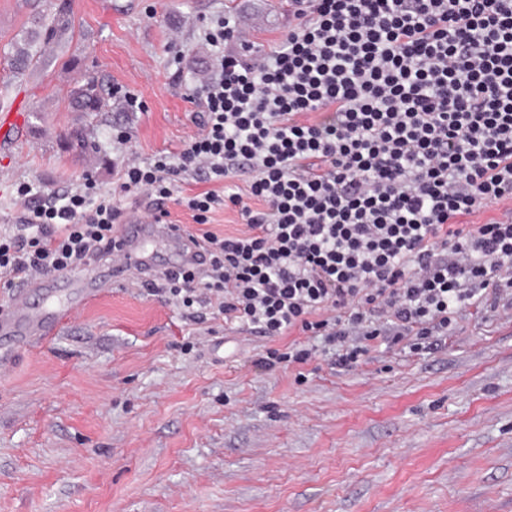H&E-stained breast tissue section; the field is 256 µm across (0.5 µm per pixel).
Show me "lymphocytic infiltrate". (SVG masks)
<instances>
[{
	"label": "lymphocytic infiltrate",
	"mask_w": 512,
	"mask_h": 512,
	"mask_svg": "<svg viewBox=\"0 0 512 512\" xmlns=\"http://www.w3.org/2000/svg\"><path fill=\"white\" fill-rule=\"evenodd\" d=\"M292 2L266 51L217 19L208 41L237 48L201 86L180 151L122 161L120 192L160 207L191 172L224 184L187 198L195 221L224 207L241 223L188 234L205 266L140 288L189 325L288 337L252 364L294 368L299 383L316 354L304 337L352 370L381 345L442 348L470 309L512 318V218L467 221L512 202V0ZM120 218L111 195L84 188L27 206L0 233V285L113 255Z\"/></svg>",
	"instance_id": "1"
}]
</instances>
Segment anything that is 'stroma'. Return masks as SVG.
I'll list each match as a JSON object with an SVG mask.
<instances>
[{
  "instance_id": "obj_1",
  "label": "stroma",
  "mask_w": 512,
  "mask_h": 512,
  "mask_svg": "<svg viewBox=\"0 0 512 512\" xmlns=\"http://www.w3.org/2000/svg\"><path fill=\"white\" fill-rule=\"evenodd\" d=\"M63 56L21 79L3 56L52 0H0V110L22 98L24 133L0 150V231L22 202L85 181L116 188L122 158L177 152L219 53L211 16L255 46L286 30L289 0H71ZM116 91L71 111L81 76ZM141 109H130L127 94ZM94 151H65L71 128ZM31 189L20 199L19 185ZM99 298L0 372V512H512V319L467 316L434 353L374 354L354 371L324 357L296 384L250 362L272 341L210 320L188 329L135 280Z\"/></svg>"
}]
</instances>
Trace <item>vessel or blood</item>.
<instances>
[{
    "label": "vessel or blood",
    "mask_w": 512,
    "mask_h": 512,
    "mask_svg": "<svg viewBox=\"0 0 512 512\" xmlns=\"http://www.w3.org/2000/svg\"><path fill=\"white\" fill-rule=\"evenodd\" d=\"M146 228L156 237L172 240L181 261L193 258L194 248L187 246L184 236L172 225L153 223L146 227L136 217L122 224L117 236L122 261L116 267L115 278L153 266L154 261L144 251L141 242L142 231ZM66 281L74 288L73 297L67 303L61 304L52 299L53 282L44 279L37 283L46 295L44 303H33L28 293L20 291L13 293L8 302L0 307V371L13 364L16 349L31 348L46 342L69 318L100 294L92 277L78 278L70 275Z\"/></svg>",
    "instance_id": "obj_1"
}]
</instances>
